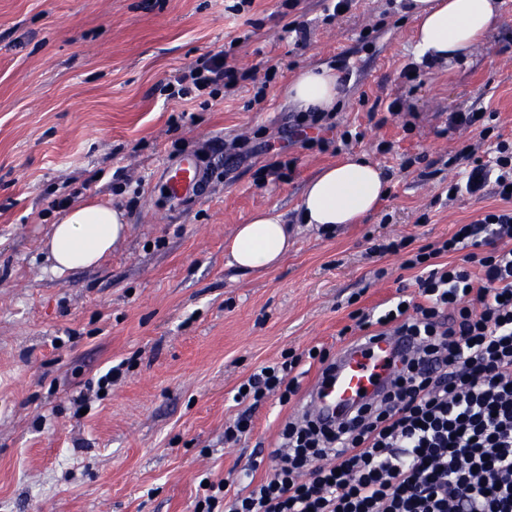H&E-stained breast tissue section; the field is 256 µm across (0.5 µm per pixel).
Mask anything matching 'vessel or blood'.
<instances>
[{
	"label": "vessel or blood",
	"mask_w": 512,
	"mask_h": 512,
	"mask_svg": "<svg viewBox=\"0 0 512 512\" xmlns=\"http://www.w3.org/2000/svg\"><path fill=\"white\" fill-rule=\"evenodd\" d=\"M203 171L195 156H184L166 175L174 200L196 192ZM410 337L367 336L340 348L329 368L308 387L299 414L323 422H337L359 406L375 401L411 351Z\"/></svg>",
	"instance_id": "obj_1"
}]
</instances>
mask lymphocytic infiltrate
Returning <instances> with one entry per match:
<instances>
[{
	"instance_id": "1",
	"label": "lymphocytic infiltrate",
	"mask_w": 512,
	"mask_h": 512,
	"mask_svg": "<svg viewBox=\"0 0 512 512\" xmlns=\"http://www.w3.org/2000/svg\"><path fill=\"white\" fill-rule=\"evenodd\" d=\"M226 50L197 58L169 85L171 97L216 96L221 88L256 83L262 101L277 66L241 71ZM480 126L488 159L471 147L455 192L481 196L486 187L507 206L459 225L447 239L410 249L408 239L372 245L383 255L406 251L415 295H399L379 312L351 317L365 336L400 330L417 340L381 402L334 425L286 422L265 480L248 493L224 481V497L207 496L201 512H512V142L491 139L484 112H452L448 127ZM463 252L462 263L449 262ZM325 349L285 354L244 380L233 400L243 411L224 429L228 442L253 429V413L270 395L290 403L298 370L328 365Z\"/></svg>"
}]
</instances>
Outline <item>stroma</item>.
Wrapping results in <instances>:
<instances>
[{"label": "stroma", "instance_id": "1", "mask_svg": "<svg viewBox=\"0 0 512 512\" xmlns=\"http://www.w3.org/2000/svg\"><path fill=\"white\" fill-rule=\"evenodd\" d=\"M401 2L356 0L325 25L321 0H299L310 34L298 46L279 0L239 14L232 0H0V512H195L207 484L234 476L245 489L269 473L296 406L270 396L253 432L225 442L237 386L285 351L337 352L352 310L414 293L404 253L372 255V240L426 245L499 206L490 192L445 201L456 151L479 141L447 119L493 112L512 139V0L481 50L411 83ZM229 43L239 69L279 66L263 101L241 85L205 104L166 98ZM322 66L342 78L336 121L358 135L340 148L288 137L298 111L286 91ZM186 153L208 174L176 204L163 177ZM353 153L389 178L377 211L330 232L300 223L307 182ZM418 154L426 163L407 165ZM276 160L291 173L262 181ZM66 197L111 204L128 233L97 265L59 275L44 243ZM270 208L290 227L287 255L269 271L228 266L236 227Z\"/></svg>", "mask_w": 512, "mask_h": 512}]
</instances>
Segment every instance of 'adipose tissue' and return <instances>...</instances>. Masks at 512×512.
I'll use <instances>...</instances> for the list:
<instances>
[{
    "label": "adipose tissue",
    "instance_id": "adipose-tissue-1",
    "mask_svg": "<svg viewBox=\"0 0 512 512\" xmlns=\"http://www.w3.org/2000/svg\"><path fill=\"white\" fill-rule=\"evenodd\" d=\"M420 56L450 64L482 47L502 20L498 0H409ZM340 93L339 76L322 67L301 72L288 89L301 110H329ZM383 171L366 157L353 156L322 169L306 185L300 205L302 223L329 229L354 224L372 215L387 196ZM127 232L122 211L104 204L67 207L51 227L45 243L57 272L96 265ZM288 252V226L276 209L256 212L239 225L230 247V265L265 271Z\"/></svg>",
    "mask_w": 512,
    "mask_h": 512
}]
</instances>
